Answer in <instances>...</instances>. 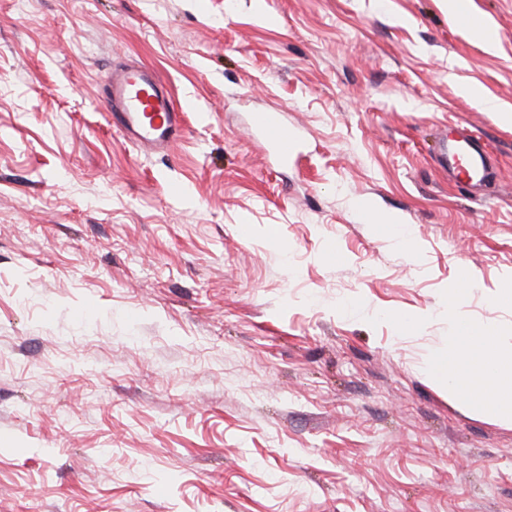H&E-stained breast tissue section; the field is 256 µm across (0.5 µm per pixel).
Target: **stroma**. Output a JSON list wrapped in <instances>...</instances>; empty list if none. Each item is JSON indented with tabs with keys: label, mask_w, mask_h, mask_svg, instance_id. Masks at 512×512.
I'll return each mask as SVG.
<instances>
[{
	"label": "stroma",
	"mask_w": 512,
	"mask_h": 512,
	"mask_svg": "<svg viewBox=\"0 0 512 512\" xmlns=\"http://www.w3.org/2000/svg\"><path fill=\"white\" fill-rule=\"evenodd\" d=\"M472 7L494 49L440 0H0V512H512V422L426 367L464 273L512 346V123L479 103L512 111V0ZM128 59L185 109L166 153L108 122ZM457 125L482 191L436 162ZM251 124L271 144L275 155L281 162H287L288 158L295 154L299 137L280 115L259 112L253 116Z\"/></svg>",
	"instance_id": "1"
}]
</instances>
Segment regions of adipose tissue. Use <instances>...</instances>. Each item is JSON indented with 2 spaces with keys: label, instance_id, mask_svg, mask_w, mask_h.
Masks as SVG:
<instances>
[{
  "label": "adipose tissue",
  "instance_id": "ef3b65f1",
  "mask_svg": "<svg viewBox=\"0 0 512 512\" xmlns=\"http://www.w3.org/2000/svg\"><path fill=\"white\" fill-rule=\"evenodd\" d=\"M462 293L458 286L448 290V303L440 312L448 321V350L432 354L427 368L453 397L482 412L512 418V349L505 348L495 322L472 331L460 308ZM481 336L489 338V349L478 346Z\"/></svg>",
  "mask_w": 512,
  "mask_h": 512
}]
</instances>
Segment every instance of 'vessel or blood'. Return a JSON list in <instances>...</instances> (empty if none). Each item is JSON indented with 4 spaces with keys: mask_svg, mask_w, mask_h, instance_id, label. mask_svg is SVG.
<instances>
[{
    "mask_svg": "<svg viewBox=\"0 0 512 512\" xmlns=\"http://www.w3.org/2000/svg\"><path fill=\"white\" fill-rule=\"evenodd\" d=\"M103 99L112 126L131 143L152 152L169 150L181 124L182 109L151 68L136 62L113 68ZM252 126L271 144L280 161L295 154L299 137L280 115L256 113ZM440 156L452 176L463 175L473 182L488 173L485 151L469 130H460L455 139L442 140Z\"/></svg>",
    "mask_w": 512,
    "mask_h": 512,
    "instance_id": "1",
    "label": "vessel or blood"
}]
</instances>
